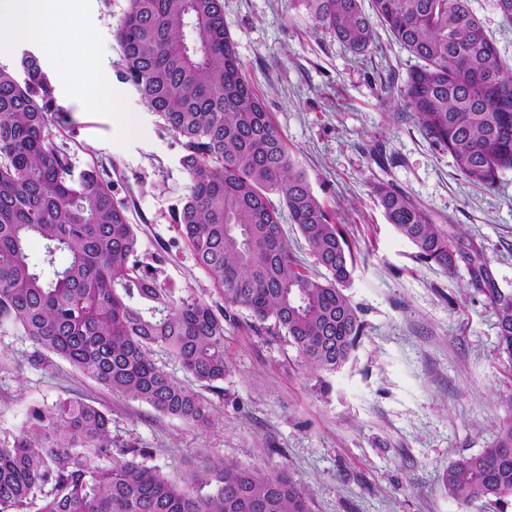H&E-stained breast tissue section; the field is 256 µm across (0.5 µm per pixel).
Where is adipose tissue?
I'll return each instance as SVG.
<instances>
[{
  "mask_svg": "<svg viewBox=\"0 0 512 512\" xmlns=\"http://www.w3.org/2000/svg\"><path fill=\"white\" fill-rule=\"evenodd\" d=\"M63 0H0V45L24 37L54 52L73 43L78 22L62 7Z\"/></svg>",
  "mask_w": 512,
  "mask_h": 512,
  "instance_id": "adipose-tissue-1",
  "label": "adipose tissue"
}]
</instances>
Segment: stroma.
I'll use <instances>...</instances> for the list:
<instances>
[{
	"mask_svg": "<svg viewBox=\"0 0 512 512\" xmlns=\"http://www.w3.org/2000/svg\"><path fill=\"white\" fill-rule=\"evenodd\" d=\"M224 21L246 79L281 131L298 170L344 231L356 266L347 290L363 323L348 361L313 373L287 337L246 310L224 325L229 368L207 383L165 351L156 365L194 392L207 421L196 424L112 394L69 363L35 348L18 330L0 328V447L28 425L31 408L79 397L112 412V445L144 448L143 463L179 479L205 465L232 463L287 472L312 512H512V502L472 503L442 482L448 465L495 443L512 396V367L498 349L489 297L470 267L427 265L386 221L376 189L385 183L428 212L452 237L481 255L502 294H512V170L496 184H469L444 149L422 133L403 103L416 59L375 25L371 50L358 55L315 20L307 0H222ZM506 67L512 23L495 0H470ZM90 34L96 66L112 102H85L64 76L79 47L55 59L25 40L0 48V66L19 70L40 55L64 116L52 129L76 169L116 168L133 199L140 257L159 251V281L224 305L170 219L188 192L177 138L122 80L113 31L129 0H70Z\"/></svg>",
	"mask_w": 512,
	"mask_h": 512,
	"instance_id": "stroma-1",
	"label": "stroma"
}]
</instances>
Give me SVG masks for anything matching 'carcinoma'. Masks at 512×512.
<instances>
[{
  "mask_svg": "<svg viewBox=\"0 0 512 512\" xmlns=\"http://www.w3.org/2000/svg\"><path fill=\"white\" fill-rule=\"evenodd\" d=\"M316 21L355 53L373 38L362 0H310ZM373 15L421 61L405 80V106L429 141L448 151L477 186L512 170V71L505 69L469 0H371ZM122 78L181 141L190 184L171 215L196 263L224 295L215 309L193 293L157 282L139 259V225L102 165L75 171L51 142L61 109L38 57L25 74L0 66V327L26 336L114 394L203 423L200 399L155 365L167 351L200 381L224 378V322L244 309L287 336L307 368L333 372L362 333L345 293L352 249L295 169L284 138L245 79L221 0H130L116 26ZM282 194L316 264L312 276L292 255ZM388 223L416 258L445 271L458 259L494 304L499 347L512 367V297L489 287L471 245L406 195L377 187ZM44 242L41 262L28 240ZM30 427L0 447V512H310L286 472L234 464L195 471L179 485L142 465L137 448L112 453V417L82 399L35 409ZM104 460L99 465L91 456ZM448 492L472 502L512 498V397L492 448L444 471Z\"/></svg>",
  "mask_w": 512,
  "mask_h": 512,
  "instance_id": "1",
  "label": "carcinoma"
}]
</instances>
